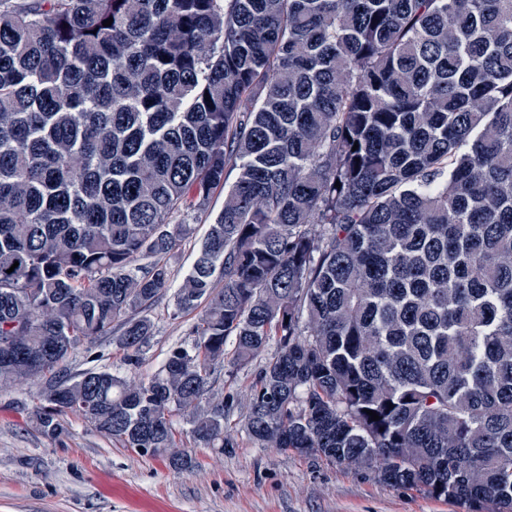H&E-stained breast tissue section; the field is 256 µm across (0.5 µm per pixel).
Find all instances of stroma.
Instances as JSON below:
<instances>
[{
    "instance_id": "obj_1",
    "label": "stroma",
    "mask_w": 512,
    "mask_h": 512,
    "mask_svg": "<svg viewBox=\"0 0 512 512\" xmlns=\"http://www.w3.org/2000/svg\"><path fill=\"white\" fill-rule=\"evenodd\" d=\"M223 205L219 189L206 216H185L195 232L169 261L170 293L147 311L154 335L140 365L129 368L105 336L74 351L66 363L69 372L105 366L146 378L173 347L189 343L196 316L175 315L172 292L190 272L209 219ZM266 360L262 354L242 367L225 366L216 388L232 405L227 426L237 445L222 452L193 449L194 466L179 475L162 459L137 455L73 416L66 419L63 441H51L27 420L32 389H0V512H467L426 493L386 485L367 468L251 441L244 431L246 400Z\"/></svg>"
}]
</instances>
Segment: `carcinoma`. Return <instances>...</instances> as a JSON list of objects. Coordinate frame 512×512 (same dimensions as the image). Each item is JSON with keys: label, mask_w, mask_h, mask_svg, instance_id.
I'll use <instances>...</instances> for the list:
<instances>
[{"label": "carcinoma", "mask_w": 512, "mask_h": 512, "mask_svg": "<svg viewBox=\"0 0 512 512\" xmlns=\"http://www.w3.org/2000/svg\"><path fill=\"white\" fill-rule=\"evenodd\" d=\"M218 188L191 342L67 372L101 336L139 364L171 218ZM4 336L52 441L72 415L186 471L175 417L236 447L212 385L273 341L261 447L512 512V0H0Z\"/></svg>", "instance_id": "obj_1"}]
</instances>
